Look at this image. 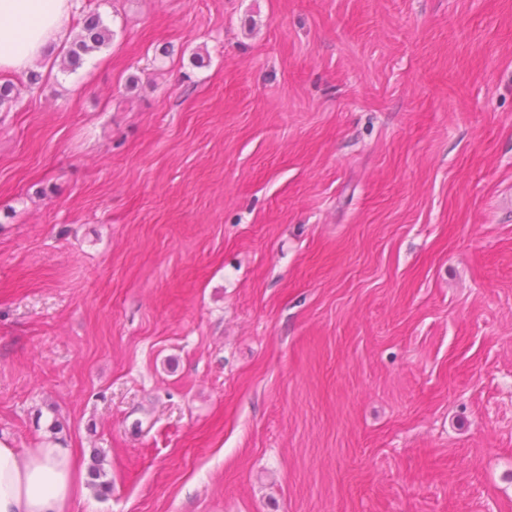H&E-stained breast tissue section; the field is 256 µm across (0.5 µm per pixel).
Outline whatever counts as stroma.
Masks as SVG:
<instances>
[{
	"label": "stroma",
	"instance_id": "obj_1",
	"mask_svg": "<svg viewBox=\"0 0 512 512\" xmlns=\"http://www.w3.org/2000/svg\"><path fill=\"white\" fill-rule=\"evenodd\" d=\"M0 108V440L71 512H512V0H82ZM113 35V31L104 23L98 13H87L83 18L81 32L70 43L63 56L62 70H76L83 63L85 56L107 46Z\"/></svg>",
	"mask_w": 512,
	"mask_h": 512
}]
</instances>
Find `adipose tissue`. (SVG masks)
<instances>
[{
	"label": "adipose tissue",
	"instance_id": "obj_1",
	"mask_svg": "<svg viewBox=\"0 0 512 512\" xmlns=\"http://www.w3.org/2000/svg\"><path fill=\"white\" fill-rule=\"evenodd\" d=\"M80 0H0V71L20 74L48 60ZM72 449L52 443L19 452L0 441V512H68L85 494Z\"/></svg>",
	"mask_w": 512,
	"mask_h": 512
}]
</instances>
